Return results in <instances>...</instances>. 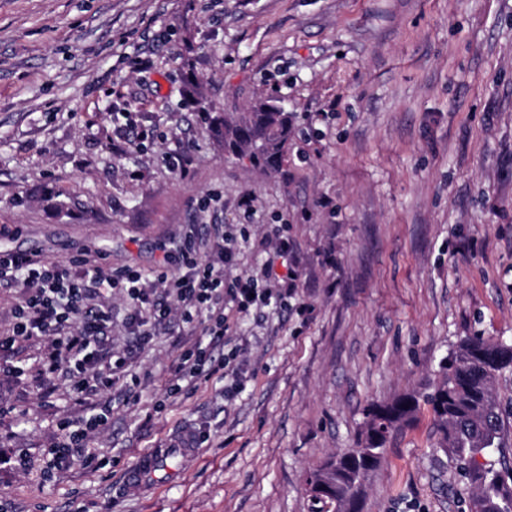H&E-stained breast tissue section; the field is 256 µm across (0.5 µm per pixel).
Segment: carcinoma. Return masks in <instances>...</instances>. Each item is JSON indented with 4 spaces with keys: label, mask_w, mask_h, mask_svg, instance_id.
<instances>
[{
    "label": "carcinoma",
    "mask_w": 512,
    "mask_h": 512,
    "mask_svg": "<svg viewBox=\"0 0 512 512\" xmlns=\"http://www.w3.org/2000/svg\"><path fill=\"white\" fill-rule=\"evenodd\" d=\"M224 141L227 156H247L254 166L277 171L288 157L294 117L274 98H258L244 111L220 120L204 112ZM512 367V346L479 335L460 339L439 366L438 382L366 410L363 437L348 460L331 459L311 469L306 482L322 481L329 512H361L365 482L385 455L389 437L410 423L420 404L433 413L436 447L449 455L464 485L472 490L474 512H507L512 505V472L499 468L494 453L502 448V416L492 382Z\"/></svg>",
    "instance_id": "carcinoma-1"
}]
</instances>
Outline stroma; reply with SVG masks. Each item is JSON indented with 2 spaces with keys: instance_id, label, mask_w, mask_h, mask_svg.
I'll list each match as a JSON object with an SVG mask.
<instances>
[{
  "instance_id": "obj_1",
  "label": "stroma",
  "mask_w": 512,
  "mask_h": 512,
  "mask_svg": "<svg viewBox=\"0 0 512 512\" xmlns=\"http://www.w3.org/2000/svg\"><path fill=\"white\" fill-rule=\"evenodd\" d=\"M191 91L218 116L280 100L298 129L282 168L225 158ZM116 112L161 138L115 154ZM186 143L182 177L165 157ZM217 224L240 236L229 279L287 225L293 294L236 314L231 363L175 395L191 336L159 332L95 462L54 479L45 450L87 407L68 381L35 385L45 339L1 349L0 512H320L307 473L354 447L370 403L434 382L462 337L512 341V0H0V245L149 274L161 243ZM195 428L188 461L128 487ZM436 441L421 407L364 512H469ZM203 437L202 433L191 431L186 437L182 435L173 440L188 445L187 448H171L172 443L170 442L143 453L128 474V485L137 487L149 479L156 478V473L168 470V463L173 458L192 456L195 448H198L204 441L202 440Z\"/></svg>"
}]
</instances>
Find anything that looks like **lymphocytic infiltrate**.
I'll use <instances>...</instances> for the list:
<instances>
[{"label":"lymphocytic infiltrate","mask_w":512,"mask_h":512,"mask_svg":"<svg viewBox=\"0 0 512 512\" xmlns=\"http://www.w3.org/2000/svg\"><path fill=\"white\" fill-rule=\"evenodd\" d=\"M102 258L96 251L74 262L53 261L0 247V286L22 290L12 311L13 336L49 341L38 381L48 385L62 375L94 398L90 415L62 421L65 439L47 452L46 473L51 477L69 470L75 455L87 454L92 437L112 414L106 394L117 375L127 370L126 357H104L97 351L112 332V308L101 302L103 292L125 295L131 307L126 328L142 345L152 340L158 326L175 318L189 325L196 315L206 313L200 338L184 347L171 367V390L177 393L183 382L223 370L225 362L215 351L228 330L225 303L246 311L268 305L272 297H286L294 286L289 274L276 289L262 276L225 279L224 269L235 261L236 247L233 238L220 232L201 241L186 231L150 276L130 267L106 268Z\"/></svg>","instance_id":"obj_1"}]
</instances>
